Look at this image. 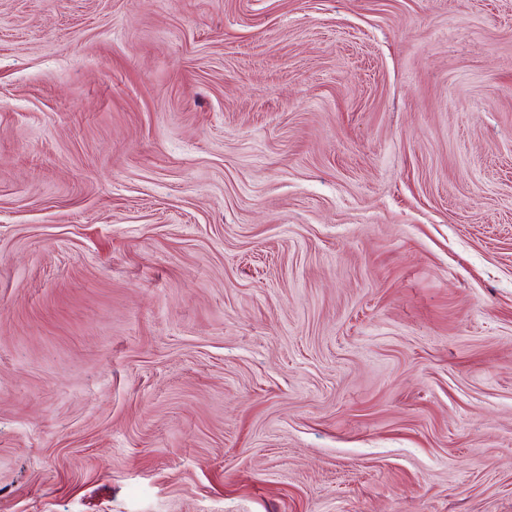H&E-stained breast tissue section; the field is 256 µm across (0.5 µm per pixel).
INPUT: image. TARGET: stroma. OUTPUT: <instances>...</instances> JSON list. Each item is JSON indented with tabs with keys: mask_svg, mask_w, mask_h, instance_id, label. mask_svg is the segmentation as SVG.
<instances>
[{
	"mask_svg": "<svg viewBox=\"0 0 512 512\" xmlns=\"http://www.w3.org/2000/svg\"><path fill=\"white\" fill-rule=\"evenodd\" d=\"M0 512H512V0H0Z\"/></svg>",
	"mask_w": 512,
	"mask_h": 512,
	"instance_id": "35a3bbf8",
	"label": "stroma"
}]
</instances>
